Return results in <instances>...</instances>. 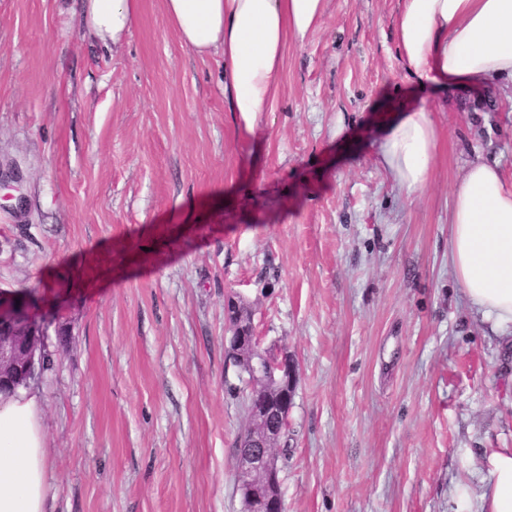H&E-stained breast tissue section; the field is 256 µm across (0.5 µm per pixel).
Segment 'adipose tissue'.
<instances>
[{"label": "adipose tissue", "mask_w": 512, "mask_h": 512, "mask_svg": "<svg viewBox=\"0 0 512 512\" xmlns=\"http://www.w3.org/2000/svg\"><path fill=\"white\" fill-rule=\"evenodd\" d=\"M329 0H162L182 43L199 56L222 53L234 119L254 132L279 90L288 41L320 28ZM136 0H88L86 25L103 43L129 32ZM399 56L418 85L496 96L512 81V0H402ZM439 146L432 113L396 114L379 162L406 198L429 185ZM449 255L466 298L497 325L512 324V185L498 166L470 164L453 191ZM482 512H512V448L483 463ZM48 465L38 389L0 392V512H46Z\"/></svg>", "instance_id": "1"}]
</instances>
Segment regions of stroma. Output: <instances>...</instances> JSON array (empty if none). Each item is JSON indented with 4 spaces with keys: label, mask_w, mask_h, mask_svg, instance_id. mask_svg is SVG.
I'll use <instances>...</instances> for the list:
<instances>
[{
    "label": "stroma",
    "mask_w": 512,
    "mask_h": 512,
    "mask_svg": "<svg viewBox=\"0 0 512 512\" xmlns=\"http://www.w3.org/2000/svg\"><path fill=\"white\" fill-rule=\"evenodd\" d=\"M399 6L330 0L253 135L222 54L161 0L114 49L84 0H0V294L43 285L49 512H243L231 295L298 365L286 512H479L475 462L512 448V345L457 282L450 213L475 158L512 179V110L415 87ZM420 106L440 144L409 199L378 151Z\"/></svg>",
    "instance_id": "stroma-1"
}]
</instances>
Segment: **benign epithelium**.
Masks as SVG:
<instances>
[{
  "label": "benign epithelium",
  "mask_w": 512,
  "mask_h": 512,
  "mask_svg": "<svg viewBox=\"0 0 512 512\" xmlns=\"http://www.w3.org/2000/svg\"><path fill=\"white\" fill-rule=\"evenodd\" d=\"M231 336L227 356L246 370L248 420L236 441L235 484L243 512H284L275 449L288 424L297 366L286 354L260 345L251 313L234 301L225 307ZM37 315L0 298V388L27 386L44 373L49 357Z\"/></svg>",
  "instance_id": "obj_1"
}]
</instances>
